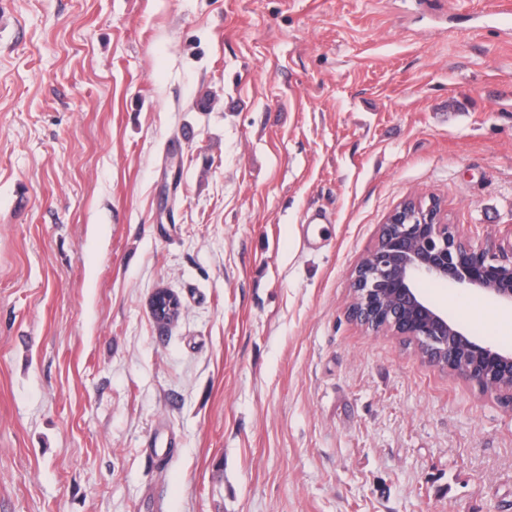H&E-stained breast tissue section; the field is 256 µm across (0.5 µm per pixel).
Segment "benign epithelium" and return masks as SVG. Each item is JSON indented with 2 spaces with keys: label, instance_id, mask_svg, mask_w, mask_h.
Here are the masks:
<instances>
[{
  "label": "benign epithelium",
  "instance_id": "benign-epithelium-1",
  "mask_svg": "<svg viewBox=\"0 0 512 512\" xmlns=\"http://www.w3.org/2000/svg\"><path fill=\"white\" fill-rule=\"evenodd\" d=\"M423 281L449 282L512 306V230L493 253L447 223L439 200L408 198L389 213L375 246L355 267L348 308L357 323L413 342L429 363L499 391L512 407V351L470 336L424 297ZM149 306L160 325L182 313L180 298L168 288L156 289Z\"/></svg>",
  "mask_w": 512,
  "mask_h": 512
}]
</instances>
